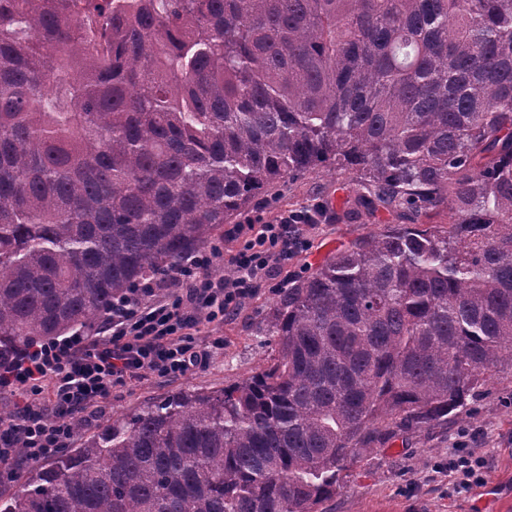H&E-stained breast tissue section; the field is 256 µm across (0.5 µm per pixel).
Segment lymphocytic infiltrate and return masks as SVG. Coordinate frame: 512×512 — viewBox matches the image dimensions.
I'll use <instances>...</instances> for the list:
<instances>
[{"instance_id":"lymphocytic-infiltrate-1","label":"lymphocytic infiltrate","mask_w":512,"mask_h":512,"mask_svg":"<svg viewBox=\"0 0 512 512\" xmlns=\"http://www.w3.org/2000/svg\"><path fill=\"white\" fill-rule=\"evenodd\" d=\"M315 221L314 211H285L274 223L258 225L234 257L228 280L209 274L224 259L220 249L189 257L162 282L144 283L117 301L104 342L77 337L0 364V392L17 397L15 415L0 422V473H10L20 456L32 462L55 456L74 434L72 416L106 399L113 387L148 373L178 377L205 365L194 331L233 313L270 262L308 248L302 227Z\"/></svg>"}]
</instances>
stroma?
<instances>
[{
    "label": "stroma",
    "instance_id": "stroma-1",
    "mask_svg": "<svg viewBox=\"0 0 512 512\" xmlns=\"http://www.w3.org/2000/svg\"><path fill=\"white\" fill-rule=\"evenodd\" d=\"M360 189L358 171L320 167L279 182L238 213L214 241L225 260L211 268L212 276L232 275L230 261L249 236L248 231H234V224L242 225L255 215L270 222L282 209L323 207L318 222L303 227L308 249L291 256L270 279L259 280L255 293L223 323L201 325L195 341L208 354L206 365L177 378L148 373L114 387L106 400L86 409L87 421L133 413L146 402L180 389L218 391L265 367L276 349L275 337L264 333L268 316L292 279L310 275L328 256L385 225L415 223V215L396 207L355 206L353 199ZM216 336L223 337V349H212L210 342ZM461 442L484 460L485 484L452 495L447 473L437 472L436 465L447 460ZM343 480L328 512H512L507 498L512 492V367L492 373L477 403L458 410L447 423L420 431L402 430L390 443L371 444L344 471ZM488 484L497 485L502 498L485 499Z\"/></svg>",
    "mask_w": 512,
    "mask_h": 512
}]
</instances>
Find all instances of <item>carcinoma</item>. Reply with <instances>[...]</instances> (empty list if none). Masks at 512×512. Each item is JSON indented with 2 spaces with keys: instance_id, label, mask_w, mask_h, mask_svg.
Instances as JSON below:
<instances>
[{
  "instance_id": "1",
  "label": "carcinoma",
  "mask_w": 512,
  "mask_h": 512,
  "mask_svg": "<svg viewBox=\"0 0 512 512\" xmlns=\"http://www.w3.org/2000/svg\"><path fill=\"white\" fill-rule=\"evenodd\" d=\"M362 172L370 232L274 304L263 370L71 422L0 512H324L512 366V0H0V360L112 317L265 188Z\"/></svg>"
}]
</instances>
